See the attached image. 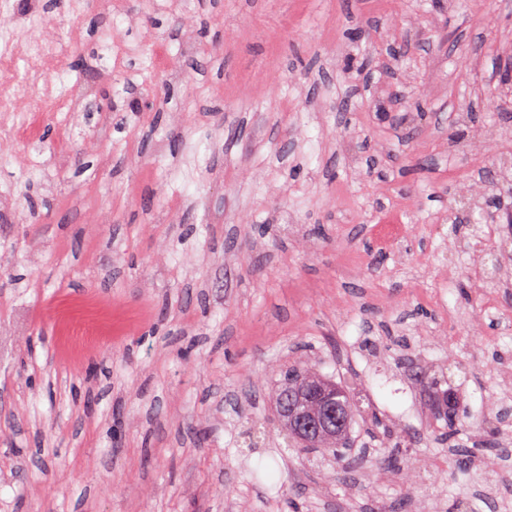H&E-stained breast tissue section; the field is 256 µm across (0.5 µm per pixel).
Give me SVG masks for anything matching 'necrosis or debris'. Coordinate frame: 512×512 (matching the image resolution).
Returning <instances> with one entry per match:
<instances>
[{"instance_id":"obj_1","label":"necrosis or debris","mask_w":512,"mask_h":512,"mask_svg":"<svg viewBox=\"0 0 512 512\" xmlns=\"http://www.w3.org/2000/svg\"><path fill=\"white\" fill-rule=\"evenodd\" d=\"M44 18L16 22L14 0H0V133L37 139L46 106L66 108L74 94L62 66L70 42L46 39ZM62 332L84 345L111 335L112 318L92 302L57 305Z\"/></svg>"}]
</instances>
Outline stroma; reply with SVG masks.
<instances>
[{
    "label": "stroma",
    "instance_id": "obj_1",
    "mask_svg": "<svg viewBox=\"0 0 512 512\" xmlns=\"http://www.w3.org/2000/svg\"><path fill=\"white\" fill-rule=\"evenodd\" d=\"M85 63L118 27L96 97L135 88L108 134L45 115L89 168L0 143V512H512V288L482 276L496 224L451 202L495 166L512 180L511 112L489 30L512 0H56ZM477 56L494 81L460 67ZM396 109L370 85L388 57ZM356 129L352 151L334 138ZM400 225L394 245L376 229ZM31 236H24V228ZM464 288H457V281ZM90 296L111 336L73 352L54 318ZM362 400L350 458L309 461L278 423L292 362ZM469 425L443 439L428 378ZM386 457L388 467L374 466Z\"/></svg>",
    "mask_w": 512,
    "mask_h": 512
}]
</instances>
